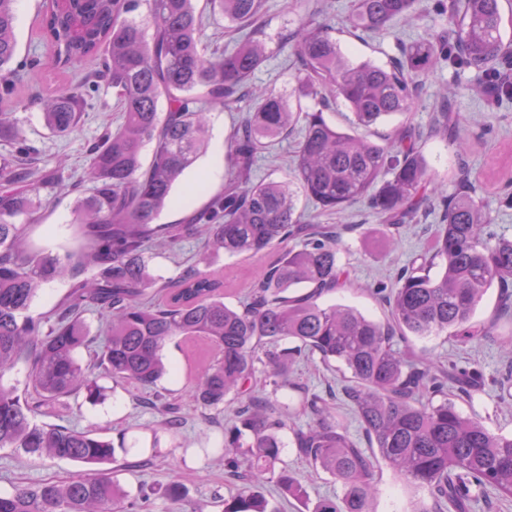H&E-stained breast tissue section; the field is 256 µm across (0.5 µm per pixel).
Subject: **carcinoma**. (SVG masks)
<instances>
[{"mask_svg": "<svg viewBox=\"0 0 512 512\" xmlns=\"http://www.w3.org/2000/svg\"><path fill=\"white\" fill-rule=\"evenodd\" d=\"M15 2L0 0V95L12 93L15 77L28 66L17 60ZM207 4L241 33L233 50L205 53L202 15L193 0H42L39 29L52 65L66 71L97 61L82 83L63 85L40 101L46 128L59 136L74 132L86 93L101 85L115 91L124 122L92 145L84 180L70 184L73 220L85 244L49 254L29 246L23 225L39 221V189L61 183L62 168L34 171L29 160L35 147L18 139L13 113H0V140L16 142L14 154L0 159V448L96 466L98 472L0 493V512H126V493L108 469L115 461L112 440L39 423L32 415L42 401L74 395L91 405L104 400L105 387L77 359L93 343L82 319L89 305L107 318L94 355L114 382L156 390L170 373L162 351L177 337L205 340L216 351L188 396L204 411L242 400L224 426V465L236 471L242 457L249 473L245 485L224 500V512H272L259 491L269 478L288 494L304 496L288 469H276L284 448L279 433L292 413L258 399L254 390L260 366L272 386L288 385L290 368L304 351L348 370L345 395L369 443L367 450L359 447L321 396L305 395V408L316 419L295 430L297 453L339 486L310 512H370L375 469L383 465L427 493L431 504L412 512H441L444 505L448 512H467L473 487L512 497V437L463 415L451 398L435 400L449 374L409 358L393 341L445 335L473 344L489 336L494 326L474 316L489 288L512 283V238L485 235L494 217L476 191L443 196L414 127L403 123L382 143L358 133L408 114L420 79L444 62L478 72L490 100L512 99V85L495 81L499 67L512 60L502 36L501 0H453L448 33L412 43L388 68L351 61L329 23H299L288 37L298 63L295 92L321 108L295 111L278 94L255 93L252 112L232 135L224 192L181 224H159L181 177L207 146L208 107L237 103L267 58V43L254 27L262 0ZM414 5L355 0L351 28L380 31L410 16ZM141 9L144 14L136 16ZM332 98L352 115L346 130L324 117ZM296 126L302 137L291 180H252L259 156ZM147 141L154 149L145 166L141 149ZM295 184L322 213L365 201L389 226L410 223L434 200L443 201L433 246L392 287L387 322L319 303L348 274L338 259V236L304 218ZM188 237L203 239L213 254L274 258L255 270L248 299L238 307L224 302L223 277L200 270L167 282L162 299L150 301V246ZM62 280L70 283L66 305L44 332L28 310L45 285ZM284 341L293 346H282ZM20 361L28 363L22 396L1 382ZM163 496L169 512H184L183 483H168Z\"/></svg>", "mask_w": 512, "mask_h": 512, "instance_id": "1", "label": "carcinoma"}]
</instances>
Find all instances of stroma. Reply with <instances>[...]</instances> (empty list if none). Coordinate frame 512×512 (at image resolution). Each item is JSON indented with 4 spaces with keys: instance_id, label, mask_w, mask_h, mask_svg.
<instances>
[{
    "instance_id": "35a3bbf8",
    "label": "stroma",
    "mask_w": 512,
    "mask_h": 512,
    "mask_svg": "<svg viewBox=\"0 0 512 512\" xmlns=\"http://www.w3.org/2000/svg\"><path fill=\"white\" fill-rule=\"evenodd\" d=\"M354 0H264L256 22L268 45L269 54L251 79L254 87L267 89L293 100L296 87V65L292 47L282 46V34L294 29L300 19L311 16L328 21L342 51L354 60H370L386 66L400 57L409 43L445 30L448 22V0H417L415 14L376 34L354 36L349 16ZM40 0H26L17 14L16 34L19 59L31 60L14 85L11 97L0 99V112H15L26 137L38 149L40 164L63 166L70 180L83 178L89 164L88 149L105 125L119 127L122 109L112 91L99 89L87 99V108L79 128L68 136L49 133L37 104L61 84L81 83L94 70V62L61 71L50 63L48 49L36 30L35 17ZM478 73L444 66L427 76L422 92L411 110L409 121L419 129L421 145L428 164L443 183L448 195L473 184L480 197L492 210L491 233L512 237V206L505 197L512 196V185L503 180L504 171H512V101L489 103L480 92ZM17 99L30 100L27 110L14 111ZM449 102L461 118L459 134L468 139L467 154H457L454 147L439 134L433 123L442 102ZM252 99L246 98L233 108H214L210 112L208 146L204 155L189 169L175 190V201L159 217L160 223H182L187 210H200L220 193L225 181L204 182L215 156H227L233 130L252 110ZM298 134L278 139L263 153L253 172L254 179L288 181L294 166ZM44 207L40 223L26 230V239L37 248L56 252L60 248H77L81 239L72 222V198L62 188L43 190ZM442 212L432 209L415 222L396 226L380 224L367 204L358 201L340 213L319 216L322 224L336 225L342 238L340 261L350 271V288L326 295L323 304L353 306L378 322L389 315L390 288L398 273L421 257L429 247L440 223ZM262 260L258 257L213 255L201 240L190 238L172 248L157 247L149 254L151 274L166 282L184 271L197 268L208 272H225L233 289L225 303L236 306L243 300L252 275ZM476 321H495V332L478 344H463L449 336L408 337L402 347L411 356L425 357L440 365L477 370L482 388L472 397L457 398L456 404L467 416L476 418L492 431L512 436V403L501 400L499 383L512 376V353L504 342L512 334V307L501 309L498 288H490L477 308ZM165 362L174 373L164 379L159 390L180 408L182 425L169 431L162 427V415L146 408L142 400L145 390L131 383L113 384L104 379L106 398L90 405L76 399L63 402L46 401L33 409L35 420L97 429L112 441H123L117 451L116 477L128 494L131 512H167L168 502L162 495L165 485L181 481L189 492L191 512H223L224 499L242 486L241 477L224 465L221 448L226 414L201 412L185 395L188 378L210 359L199 341L187 340L168 344L163 350ZM297 385L273 389L264 374L256 376V391L265 393L279 405L296 409L294 426L307 427L311 414L301 412L304 391L324 396L333 407L341 425L356 440L364 434L359 420L343 398L348 372L340 365H324L313 357L296 363L290 373ZM285 443L282 460L306 488L309 499L335 494L336 484L323 472L314 471L298 457L292 446L291 429L283 430ZM80 470L79 465L57 459L32 461L10 448H0V493L17 486L41 481H66ZM378 493L372 503L374 512H409L420 500V493L407 487L389 468H378L375 475Z\"/></svg>"
}]
</instances>
